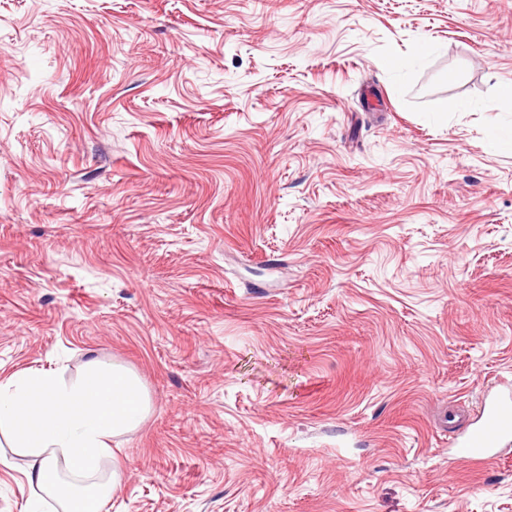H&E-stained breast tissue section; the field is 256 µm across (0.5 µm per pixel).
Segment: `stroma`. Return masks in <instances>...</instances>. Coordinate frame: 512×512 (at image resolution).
Wrapping results in <instances>:
<instances>
[{
  "label": "stroma",
  "instance_id": "stroma-1",
  "mask_svg": "<svg viewBox=\"0 0 512 512\" xmlns=\"http://www.w3.org/2000/svg\"><path fill=\"white\" fill-rule=\"evenodd\" d=\"M508 79L512 0H0V380L139 379L108 512H512L437 424L512 380Z\"/></svg>",
  "mask_w": 512,
  "mask_h": 512
}]
</instances>
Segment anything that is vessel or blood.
Returning <instances> with one entry per match:
<instances>
[{"instance_id": "1", "label": "vessel or blood", "mask_w": 512, "mask_h": 512, "mask_svg": "<svg viewBox=\"0 0 512 512\" xmlns=\"http://www.w3.org/2000/svg\"><path fill=\"white\" fill-rule=\"evenodd\" d=\"M512 445V385L485 396L474 426L456 443V456L474 465L493 458L498 449Z\"/></svg>"}]
</instances>
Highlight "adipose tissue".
Returning a JSON list of instances; mask_svg holds the SVG:
<instances>
[{
	"label": "adipose tissue",
	"instance_id": "adipose-tissue-1",
	"mask_svg": "<svg viewBox=\"0 0 512 512\" xmlns=\"http://www.w3.org/2000/svg\"><path fill=\"white\" fill-rule=\"evenodd\" d=\"M148 401L140 381L120 367L89 360L83 376L66 380L29 370L0 382V434L32 463L23 512H103L121 481L95 482L114 437L139 426Z\"/></svg>",
	"mask_w": 512,
	"mask_h": 512
}]
</instances>
